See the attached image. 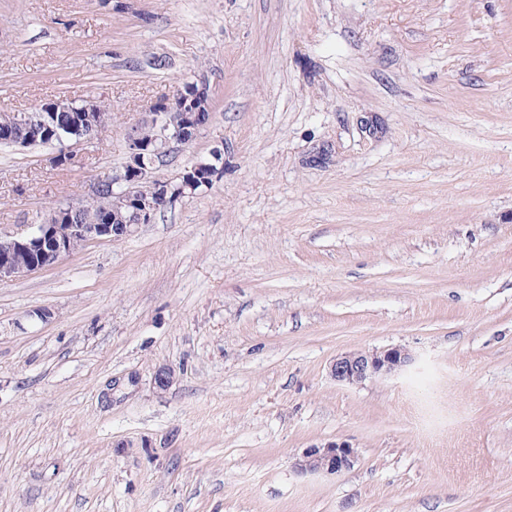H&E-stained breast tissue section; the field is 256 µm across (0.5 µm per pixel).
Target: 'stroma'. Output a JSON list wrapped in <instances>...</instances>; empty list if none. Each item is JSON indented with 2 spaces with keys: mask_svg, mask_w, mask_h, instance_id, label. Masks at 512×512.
Here are the masks:
<instances>
[{
  "mask_svg": "<svg viewBox=\"0 0 512 512\" xmlns=\"http://www.w3.org/2000/svg\"><path fill=\"white\" fill-rule=\"evenodd\" d=\"M198 74L209 124L155 175L223 177L0 282V512H512V0H0V112H109L0 147V234ZM388 346L415 364L331 377ZM329 441L350 471H296ZM89 105H90V108H88V110L85 111L84 108ZM76 107H77V110L75 111L76 112L75 114L80 118L82 127L86 131H92L96 127V125L99 121V118L101 116H103V117L107 116V113L104 111V109H102V106L98 105L96 102H94L92 104L85 103L82 105H76ZM75 114L67 113L68 120L62 127L65 129V131L69 132L71 135L77 136V140H76L77 143L87 141L89 139L87 137H84L81 139L79 138L80 135H83V129L80 127L79 120L76 118ZM413 355L398 346L341 353L330 364L331 376L336 382L358 386L366 381L390 378L413 363Z\"/></svg>",
  "mask_w": 512,
  "mask_h": 512,
  "instance_id": "stroma-1",
  "label": "stroma"
}]
</instances>
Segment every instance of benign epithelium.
Instances as JSON below:
<instances>
[{
    "mask_svg": "<svg viewBox=\"0 0 512 512\" xmlns=\"http://www.w3.org/2000/svg\"><path fill=\"white\" fill-rule=\"evenodd\" d=\"M49 112L68 113L63 125L65 131L77 137L83 129L73 114V106L64 99L51 100L42 105L36 114L1 113L0 129L7 131L17 124L25 127L32 141L46 137L49 125L40 119V115ZM206 112H188L182 103L181 94L161 100L149 108L148 124L156 127L158 135L154 139V154L164 160L184 145L194 141L209 123ZM144 143L140 136V127L134 126L127 133V161L123 169L112 175V198L117 207L130 211L124 224H91L87 227L70 224L65 221V210L57 208L42 222L30 225L27 233L0 235V281L18 278L38 270L56 265L61 259L76 251V239L82 245L98 240L112 242L122 240L135 232L136 226L152 222L155 213L161 207L172 204L180 198L194 194L198 185V166L179 175L181 183L175 189L171 182L158 181L156 196L149 200L137 193V185L142 181L153 180V169L144 163ZM21 251H37L42 254V264L27 271H21L10 257ZM413 363V355L406 349L392 346L371 351H350L341 353L330 364L331 376L336 382L358 386L375 379L390 378L401 373ZM177 381L174 369L163 367L157 370L154 384L165 391ZM357 462L355 449L345 442H327L314 445L296 460L295 468L302 474L322 473L339 475L350 470Z\"/></svg>",
    "mask_w": 512,
    "mask_h": 512,
    "instance_id": "obj_1",
    "label": "benign epithelium"
}]
</instances>
